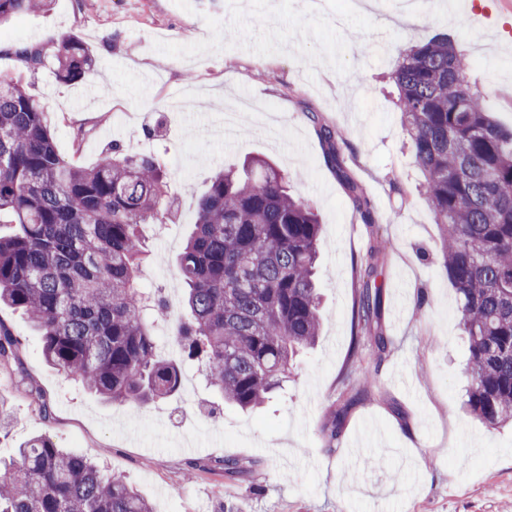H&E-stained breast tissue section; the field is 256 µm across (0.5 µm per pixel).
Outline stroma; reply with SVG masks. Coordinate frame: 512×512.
<instances>
[{
    "label": "stroma",
    "mask_w": 512,
    "mask_h": 512,
    "mask_svg": "<svg viewBox=\"0 0 512 512\" xmlns=\"http://www.w3.org/2000/svg\"><path fill=\"white\" fill-rule=\"evenodd\" d=\"M374 5L50 0L0 25V73L42 103L61 156L90 166L118 141L165 168L171 207L141 228L149 259L137 286L163 297L171 321L186 313L177 257L217 171L269 159L323 226L321 335L284 389L251 412L225 404L198 362L173 348L171 321L156 334L182 368L181 387L139 408L106 402L48 364L28 320L0 305L18 340L0 364L1 460L49 436L124 476L154 512H512V422L493 429L464 406L467 348L444 228L420 190L389 80L401 50L449 33L486 111L512 126V0H474L459 17L416 0L410 25L389 21L401 0ZM68 36L94 50L87 80L62 82L50 64L29 72L14 55L23 45L54 52ZM323 125L339 135L340 169L324 159ZM349 180L374 223L361 220ZM374 245L385 254L382 354L353 324ZM339 409L331 442L325 429ZM227 457L251 463L252 474L225 477Z\"/></svg>",
    "instance_id": "obj_1"
}]
</instances>
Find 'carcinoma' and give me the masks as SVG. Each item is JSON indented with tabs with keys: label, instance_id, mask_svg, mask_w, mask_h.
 <instances>
[{
	"label": "carcinoma",
	"instance_id": "obj_1",
	"mask_svg": "<svg viewBox=\"0 0 512 512\" xmlns=\"http://www.w3.org/2000/svg\"><path fill=\"white\" fill-rule=\"evenodd\" d=\"M43 0H0V24ZM15 56L36 72L38 46ZM64 82L94 70L89 47L68 37L54 52ZM470 63L446 34L401 53L393 73L398 107L436 223L446 230L445 266L467 338V411L495 428L512 421V127L485 111ZM327 163L339 166L337 137L320 128ZM168 177L152 156L117 143L93 166L64 160L46 112L0 75V303L26 315L50 364L104 400L143 406L181 385L177 364L157 353L159 297L136 287L146 250L141 226L167 211ZM322 227L290 194L288 175L253 157L215 173L178 261L187 317L175 338L200 361L210 386L242 410L283 387L293 360L312 347L321 316L314 270ZM359 331L386 341L382 287L365 269ZM16 339L0 325V361ZM250 472L224 459V476ZM0 512H152L125 478L66 451L47 435L0 463Z\"/></svg>",
	"mask_w": 512,
	"mask_h": 512
}]
</instances>
